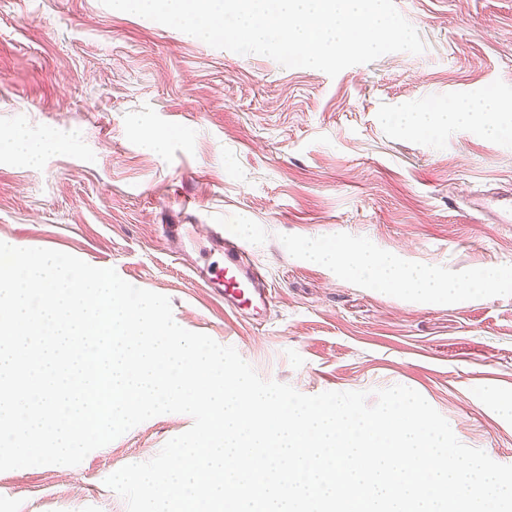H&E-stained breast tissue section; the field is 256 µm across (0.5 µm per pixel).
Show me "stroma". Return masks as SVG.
<instances>
[{
	"instance_id": "35a3bbf8",
	"label": "stroma",
	"mask_w": 512,
	"mask_h": 512,
	"mask_svg": "<svg viewBox=\"0 0 512 512\" xmlns=\"http://www.w3.org/2000/svg\"><path fill=\"white\" fill-rule=\"evenodd\" d=\"M425 49L337 76L216 49L101 0H0V131L47 135L31 160L0 147V240L114 268L167 296L182 328L236 349L300 393L419 392L463 444L512 465V224L470 208L512 197V128L427 135L406 117L492 93L512 108V0H394ZM168 134L164 150L136 133ZM166 224H193L183 243ZM236 225L267 273L262 320L226 310L194 273L213 225ZM363 244L443 278L502 271L460 304L396 299L303 260L298 241ZM193 424L153 417L76 466L0 472V512H127L105 480Z\"/></svg>"
}]
</instances>
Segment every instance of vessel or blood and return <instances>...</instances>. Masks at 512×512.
<instances>
[{
	"label": "vessel or blood",
	"instance_id": "1",
	"mask_svg": "<svg viewBox=\"0 0 512 512\" xmlns=\"http://www.w3.org/2000/svg\"><path fill=\"white\" fill-rule=\"evenodd\" d=\"M223 243L224 268L207 279V287L218 289L229 308L260 315L271 299L264 269L251 259L232 227H225Z\"/></svg>",
	"mask_w": 512,
	"mask_h": 512
}]
</instances>
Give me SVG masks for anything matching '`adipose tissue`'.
<instances>
[{
	"label": "adipose tissue",
	"instance_id": "1",
	"mask_svg": "<svg viewBox=\"0 0 512 512\" xmlns=\"http://www.w3.org/2000/svg\"><path fill=\"white\" fill-rule=\"evenodd\" d=\"M503 122V113L495 98L489 94L475 104L454 103L447 110L427 112L417 119L418 128L422 131L478 124L490 136L502 129ZM298 249L305 259L331 266L341 275H365L394 295H411L428 301H461L472 290L487 292L498 288L503 281L502 275L490 268L445 280L430 269L405 266L394 254H380L342 244L326 245L311 239L300 241Z\"/></svg>",
	"mask_w": 512,
	"mask_h": 512
}]
</instances>
